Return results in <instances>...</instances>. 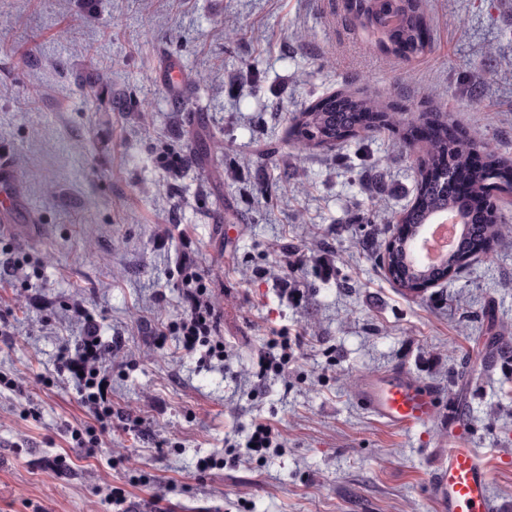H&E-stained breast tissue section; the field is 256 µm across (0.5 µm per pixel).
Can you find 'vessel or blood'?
I'll use <instances>...</instances> for the list:
<instances>
[{"mask_svg": "<svg viewBox=\"0 0 512 512\" xmlns=\"http://www.w3.org/2000/svg\"><path fill=\"white\" fill-rule=\"evenodd\" d=\"M20 210L12 183L1 167L0 234L20 236L21 227L15 222ZM356 396L370 417L399 430H424L444 414L448 436L454 440L467 425L464 407L444 408L441 389L421 381L404 366L365 376ZM490 487V466L483 449L449 445L448 456L434 478L440 512H512L492 495Z\"/></svg>", "mask_w": 512, "mask_h": 512, "instance_id": "vessel-or-blood-1", "label": "vessel or blood"}]
</instances>
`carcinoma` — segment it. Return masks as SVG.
<instances>
[{
    "label": "carcinoma",
    "instance_id": "carcinoma-1",
    "mask_svg": "<svg viewBox=\"0 0 512 512\" xmlns=\"http://www.w3.org/2000/svg\"><path fill=\"white\" fill-rule=\"evenodd\" d=\"M348 17L360 24L380 28L388 36L389 50L403 57L425 53L429 47L428 23L421 0H350ZM420 124L405 121L403 113L382 102L356 93L319 96L292 114V132L297 148L310 152L328 150L348 142L363 144L382 131L392 132L391 150H411L415 129L427 130L422 153L417 157L418 178L412 205L390 219L393 232L385 239L380 265L404 295L426 283L451 280L471 262L493 259L498 242L512 237V218L496 205L491 194H512V180H500L501 171L512 165L493 138L471 137L426 109ZM464 180L468 196L462 198L456 184ZM465 218L458 245L438 266L409 260L412 240L442 213Z\"/></svg>",
    "mask_w": 512,
    "mask_h": 512
}]
</instances>
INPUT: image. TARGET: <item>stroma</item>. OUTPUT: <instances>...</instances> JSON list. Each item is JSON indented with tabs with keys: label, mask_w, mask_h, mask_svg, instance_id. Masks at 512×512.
Returning <instances> with one entry per match:
<instances>
[{
	"label": "stroma",
	"mask_w": 512,
	"mask_h": 512,
	"mask_svg": "<svg viewBox=\"0 0 512 512\" xmlns=\"http://www.w3.org/2000/svg\"><path fill=\"white\" fill-rule=\"evenodd\" d=\"M422 2L431 47L404 58L343 0H0V159L39 228L0 236V372L19 385L0 387V512H109L121 455L173 484L162 512H437L446 418L395 430L356 400L362 376L401 363L465 404L459 442L490 454L491 491L512 505V359L489 360L484 333L512 349V241L402 295L377 255L414 199L415 153L383 137L309 153L289 135L291 112L351 90L427 105L512 156V72L481 49H512L505 0ZM171 60L175 86L160 79ZM362 212L371 223L354 225ZM184 249L220 302L228 367L154 344L183 315ZM77 302L130 357L112 364L114 410L151 423L140 437L113 428L89 457L70 444L86 418L76 392L37 382L80 336ZM281 335L295 361L260 375ZM258 421L281 454L196 473ZM65 453L73 468L55 470Z\"/></svg>",
	"instance_id": "35a3bbf8"
}]
</instances>
